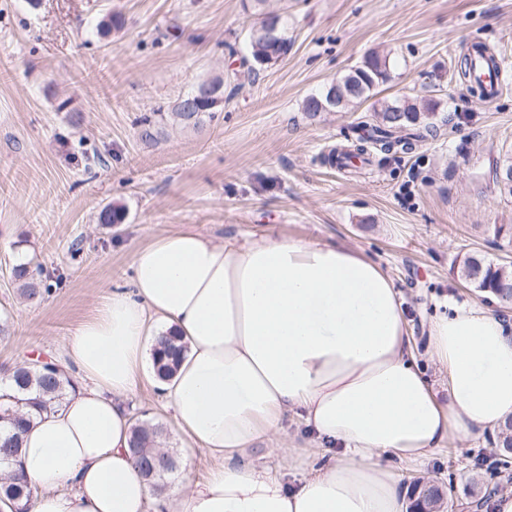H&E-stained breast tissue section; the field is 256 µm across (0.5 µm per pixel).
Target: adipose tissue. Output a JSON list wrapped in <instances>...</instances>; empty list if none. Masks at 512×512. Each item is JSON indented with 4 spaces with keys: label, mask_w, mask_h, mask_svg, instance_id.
Returning <instances> with one entry per match:
<instances>
[{
    "label": "adipose tissue",
    "mask_w": 512,
    "mask_h": 512,
    "mask_svg": "<svg viewBox=\"0 0 512 512\" xmlns=\"http://www.w3.org/2000/svg\"><path fill=\"white\" fill-rule=\"evenodd\" d=\"M162 336L183 351L154 383L177 432L216 464L157 496L124 401ZM426 352L442 389L418 366L391 276L351 246L274 234L237 247L192 228L151 237L129 281L69 337L74 389L23 437L28 512H408L389 459L423 462L512 417V323L449 303ZM289 418L303 443L283 440ZM301 446L323 462L293 486L254 457L287 462Z\"/></svg>",
    "instance_id": "ef3b65f1"
}]
</instances>
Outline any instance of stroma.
<instances>
[{
  "mask_svg": "<svg viewBox=\"0 0 512 512\" xmlns=\"http://www.w3.org/2000/svg\"><path fill=\"white\" fill-rule=\"evenodd\" d=\"M282 14L288 55L231 97L204 129L167 122L154 143L138 122L173 104L200 81L232 75L245 31L256 22L245 0H0V368L37 356L65 372L67 339L108 287L130 272L149 236L193 227L241 245L278 230L338 241L389 272L420 367L438 369L423 349L424 327L449 301L490 295L459 277L463 259L512 261V196L489 172L512 158V88L479 101L457 74L473 42L494 47L512 79V0H267ZM122 28L101 35L99 23ZM374 50L388 53L380 95L440 99V137L408 154L371 151L358 171L325 164L371 103L308 118L302 101L324 90ZM117 203L124 223L98 215ZM34 260L62 279L36 303L23 300L11 268ZM134 419L164 430L177 475L199 480L215 461L186 448L172 412L142 384L127 401ZM495 437L435 454L410 479L443 488L447 512L483 498L491 512L503 474L478 466L494 458Z\"/></svg>",
  "mask_w": 512,
  "mask_h": 512,
  "instance_id": "stroma-1",
  "label": "stroma"
}]
</instances>
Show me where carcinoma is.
I'll return each instance as SVG.
<instances>
[{
	"label": "carcinoma",
	"mask_w": 512,
	"mask_h": 512,
	"mask_svg": "<svg viewBox=\"0 0 512 512\" xmlns=\"http://www.w3.org/2000/svg\"><path fill=\"white\" fill-rule=\"evenodd\" d=\"M258 12V24H271L275 31L268 39H259L248 34V52L240 58V70L235 73L236 86L253 82L259 72L279 62L288 55L290 41L285 33L282 17L271 13L263 17L262 5L266 0H253ZM479 66V61L467 52L460 57L457 74L467 83ZM389 77V59L377 52L367 54L360 65L353 67L337 83L325 91L308 96L302 111L313 118L320 112H340L348 107L368 101L378 86ZM202 84H197L172 105L171 111L184 123L200 128L214 119L215 113L224 110V103L209 102L197 97ZM440 101L433 98L400 99L373 110L371 120L362 121L350 128L351 140L347 142V153L363 157L368 148L374 147L383 153H409L440 134L436 112ZM164 120V111L159 109L151 116L139 121L138 136L145 142L154 140L158 125ZM493 180L499 189L512 195V161L507 160L494 170ZM125 219L122 206L108 205L98 216L101 224H120ZM459 276L481 292H488L502 301L512 300V266L494 265L473 255L464 258L458 268ZM14 281L23 287L25 297L30 300L42 298L51 290V285L42 279L40 264L29 260L12 266ZM178 337L164 336L156 358L158 374L171 375L178 363L182 346ZM73 381L54 363L37 364L25 361L12 368L0 371V503L12 512H27L25 502L35 490L26 482L7 473L18 462L21 434L31 425L32 416L40 414L60 403ZM162 435L159 426L139 423L135 426L132 451L144 469L146 477L158 482L173 473L177 462L173 455H157L149 451L155 439Z\"/></svg>",
	"instance_id": "carcinoma-1"
}]
</instances>
